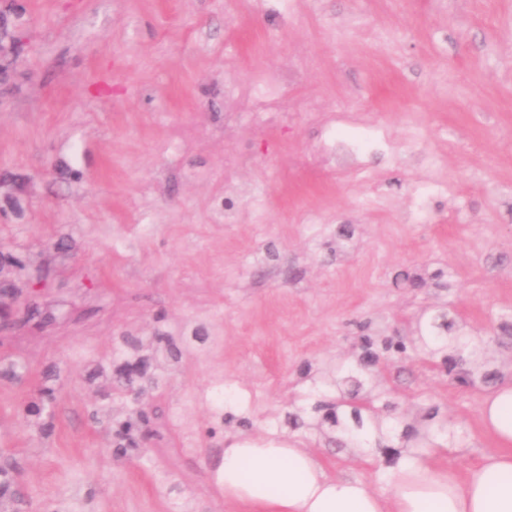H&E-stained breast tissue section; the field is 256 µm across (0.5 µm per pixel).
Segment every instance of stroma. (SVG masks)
Here are the masks:
<instances>
[{"mask_svg": "<svg viewBox=\"0 0 512 512\" xmlns=\"http://www.w3.org/2000/svg\"><path fill=\"white\" fill-rule=\"evenodd\" d=\"M335 130L351 165L317 155ZM0 287L10 512H256L211 483L228 436L391 496L315 405L362 335L512 312V0H0ZM372 376L466 429L437 467L495 448L485 388L416 353ZM140 419H127L121 422L116 430V446L114 451L116 454H125L128 448H135V433L139 428Z\"/></svg>", "mask_w": 512, "mask_h": 512, "instance_id": "35a3bbf8", "label": "stroma"}]
</instances>
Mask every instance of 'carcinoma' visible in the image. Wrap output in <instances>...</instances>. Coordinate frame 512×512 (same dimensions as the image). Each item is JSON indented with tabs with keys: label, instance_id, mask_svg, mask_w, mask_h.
I'll use <instances>...</instances> for the list:
<instances>
[{
	"label": "carcinoma",
	"instance_id": "1",
	"mask_svg": "<svg viewBox=\"0 0 512 512\" xmlns=\"http://www.w3.org/2000/svg\"><path fill=\"white\" fill-rule=\"evenodd\" d=\"M499 344L512 341V320L502 317L494 335L488 339L469 335L457 315L440 310L431 316L425 324L419 325L417 343L408 344L404 338L397 336L374 341L363 338L362 354L357 364L343 370L336 376V390L339 397L336 402L326 405V419L336 431V443L344 446L364 448L370 437H375L377 447L385 449L388 460L401 455V449L418 438L425 444L436 448L454 447L466 437L463 430L440 423L436 428L420 435L413 424H401V421L384 416L391 404L386 397L373 396L366 392L369 382V369L380 361L401 360L408 350H421L428 356V364L441 358L448 381L456 387H470L481 383L485 388L494 389L502 383V373L491 369L481 361L487 341ZM139 420L127 419L116 430L115 453L124 454L136 447L135 433Z\"/></svg>",
	"mask_w": 512,
	"mask_h": 512
}]
</instances>
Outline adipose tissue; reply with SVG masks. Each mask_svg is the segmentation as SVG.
I'll use <instances>...</instances> for the list:
<instances>
[{"mask_svg":"<svg viewBox=\"0 0 512 512\" xmlns=\"http://www.w3.org/2000/svg\"><path fill=\"white\" fill-rule=\"evenodd\" d=\"M501 448L465 476L427 461L402 459L392 469L391 497L357 477H337L301 443L233 437L211 473L226 497L261 512H512V386L497 388L484 411Z\"/></svg>","mask_w":512,"mask_h":512,"instance_id":"1","label":"adipose tissue"}]
</instances>
